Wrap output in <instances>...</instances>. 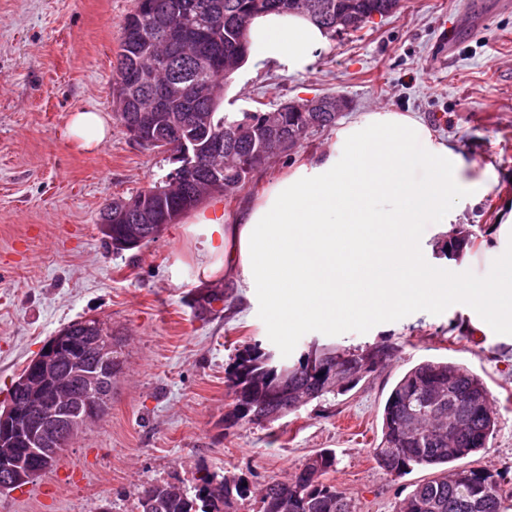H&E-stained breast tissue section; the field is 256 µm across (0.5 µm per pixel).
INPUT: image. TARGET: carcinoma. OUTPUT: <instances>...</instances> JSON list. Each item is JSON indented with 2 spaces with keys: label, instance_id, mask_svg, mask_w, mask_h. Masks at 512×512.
I'll list each match as a JSON object with an SVG mask.
<instances>
[{
  "label": "carcinoma",
  "instance_id": "1",
  "mask_svg": "<svg viewBox=\"0 0 512 512\" xmlns=\"http://www.w3.org/2000/svg\"><path fill=\"white\" fill-rule=\"evenodd\" d=\"M400 0H137L136 9L122 24L113 99H123L137 88L138 98L126 105L124 126L142 115L156 118L155 128L183 125L184 141L171 140L172 151L185 148L197 160L196 177L180 190L155 197L159 213L169 219L184 215L211 195L238 191L263 163L278 156L273 142L257 152L258 131L274 122L283 137L307 139L336 123V113H316L317 123L306 127L300 112L260 108L250 112H226L222 107L224 85L249 59L252 21L268 13L300 15L316 4L325 13L315 24L334 37L330 29L336 11L357 7L361 30L375 12H383ZM154 72V89L178 83L184 93L176 101L149 110L143 100L152 90L139 86L143 70ZM221 140L224 177L217 186L208 181L206 143ZM396 347L386 341L358 349L317 345L297 362L283 363L268 355L259 343L245 346L237 355L226 386L235 395L238 414L224 422L247 421L264 425L272 413L283 417L327 395L346 389L325 383L330 362L354 370L361 365L379 366L391 359ZM475 394L480 406L471 410L463 432L439 436L433 416L448 413V404ZM496 427V417L485 383L460 365L444 359L426 360L407 369L391 389L382 413L381 441L374 449L379 466L401 476L414 467L430 468L434 476L419 483L399 504L396 512H507L512 492L501 474L483 467H462L455 461L486 448ZM330 452L311 456L285 481L266 484L260 492L259 512H355L353 502L325 481L335 467ZM245 479L205 472L191 488L168 490L169 483L148 484L138 494H154L156 512H238L239 502L251 496Z\"/></svg>",
  "mask_w": 512,
  "mask_h": 512
}]
</instances>
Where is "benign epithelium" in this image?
<instances>
[{
  "label": "benign epithelium",
  "instance_id": "1",
  "mask_svg": "<svg viewBox=\"0 0 512 512\" xmlns=\"http://www.w3.org/2000/svg\"><path fill=\"white\" fill-rule=\"evenodd\" d=\"M290 112H336L347 107L341 97L290 100L283 104ZM155 189L148 187L130 200L117 201L99 227L107 234L112 249L124 250L143 243L144 228L159 227L158 212L147 201ZM112 332L102 325L90 329L73 344L70 329L63 328L50 338L14 382L12 395L0 407V490L17 489L34 477L28 466L32 459H47L57 452L51 442L62 443L100 417L108 406L112 389L107 378L84 359L88 351L112 353ZM68 363V379L57 381L61 362Z\"/></svg>",
  "mask_w": 512,
  "mask_h": 512
}]
</instances>
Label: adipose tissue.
Returning a JSON list of instances; mask_svg holds the SVG:
<instances>
[{"label":"adipose tissue","mask_w":512,"mask_h":512,"mask_svg":"<svg viewBox=\"0 0 512 512\" xmlns=\"http://www.w3.org/2000/svg\"><path fill=\"white\" fill-rule=\"evenodd\" d=\"M250 36L255 61L292 69L328 42L308 19L278 13L255 20ZM111 134L98 112L73 113L66 126L67 138L87 150ZM485 190L419 119L379 110L340 127L332 151L269 184L234 223L213 203L179 233L198 276L259 291L273 326L287 334L449 297L512 325L511 282L448 286L416 257L413 225L447 223L449 204Z\"/></svg>","instance_id":"1"}]
</instances>
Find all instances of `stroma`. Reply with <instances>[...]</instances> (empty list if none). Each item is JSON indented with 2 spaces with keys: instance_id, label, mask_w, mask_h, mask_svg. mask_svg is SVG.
Returning a JSON list of instances; mask_svg holds the SVG:
<instances>
[{
  "instance_id": "stroma-1",
  "label": "stroma",
  "mask_w": 512,
  "mask_h": 512,
  "mask_svg": "<svg viewBox=\"0 0 512 512\" xmlns=\"http://www.w3.org/2000/svg\"><path fill=\"white\" fill-rule=\"evenodd\" d=\"M136 0H0V405L12 383L58 330L85 318L112 330L119 363L109 410L65 449L45 475L0 491V512H137L147 483H196L199 469L243 476L255 488L294 475L317 452L336 455L327 480L356 512H395L427 468L388 474L375 459L385 401L400 376L445 358L481 378L497 428L486 448L463 458L503 474L512 486V327L488 321L465 300L411 306L365 322L309 327L281 335L261 296L246 300L235 283L203 282L177 225L154 242L107 249L100 210L113 198L153 186L170 171L166 154L141 146L113 110L124 18ZM402 0L399 13L358 34L328 41L299 70L246 64L228 81L225 111L273 109L292 100L339 95L345 124L378 110L420 119L468 165L490 177L489 190L449 209L444 224H419L418 261L448 284L512 278V0ZM103 113L109 140L90 152L63 136L72 112ZM335 128L308 137L224 197L237 219L295 161L323 154ZM476 238L453 259L443 247L453 227ZM180 272H173L176 259ZM223 301L199 313L205 287ZM387 341L396 358L354 389L315 400L264 426L228 428L225 377L252 343L297 361L314 342L357 348Z\"/></svg>"
}]
</instances>
